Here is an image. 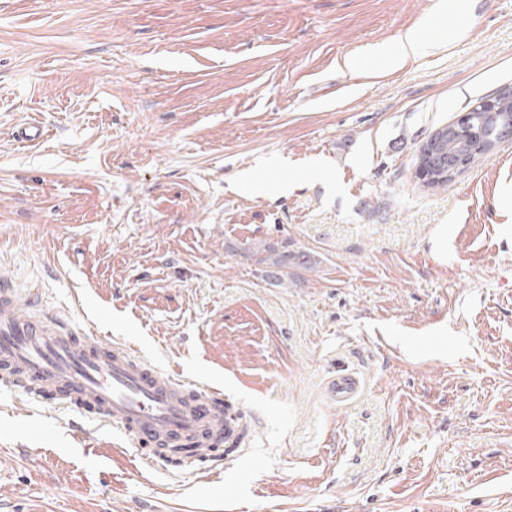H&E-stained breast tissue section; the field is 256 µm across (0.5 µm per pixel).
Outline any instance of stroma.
Returning a JSON list of instances; mask_svg holds the SVG:
<instances>
[{
  "label": "stroma",
  "mask_w": 512,
  "mask_h": 512,
  "mask_svg": "<svg viewBox=\"0 0 512 512\" xmlns=\"http://www.w3.org/2000/svg\"><path fill=\"white\" fill-rule=\"evenodd\" d=\"M510 90L512 0H0V278L246 422L148 467L0 386V512H512V139L416 163ZM256 241L315 263L273 285ZM428 47L427 40L423 37L422 30L410 28L398 35L391 46L385 50H378L384 58V66L389 70L403 67L411 60H417L424 55ZM358 382L348 374H338L329 384V394L336 401L344 402L352 398L357 391Z\"/></svg>",
  "instance_id": "stroma-1"
}]
</instances>
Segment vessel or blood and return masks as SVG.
I'll use <instances>...</instances> for the list:
<instances>
[{
  "mask_svg": "<svg viewBox=\"0 0 512 512\" xmlns=\"http://www.w3.org/2000/svg\"><path fill=\"white\" fill-rule=\"evenodd\" d=\"M21 301L8 283L0 284V386L91 409L102 423L159 447L191 438L206 448L214 431L237 429L238 416L225 408L221 389L177 372L159 375L137 347L106 342L34 311L18 314ZM357 388L343 373L331 381L329 394L344 402Z\"/></svg>",
  "mask_w": 512,
  "mask_h": 512,
  "instance_id": "obj_1",
  "label": "vessel or blood"
}]
</instances>
